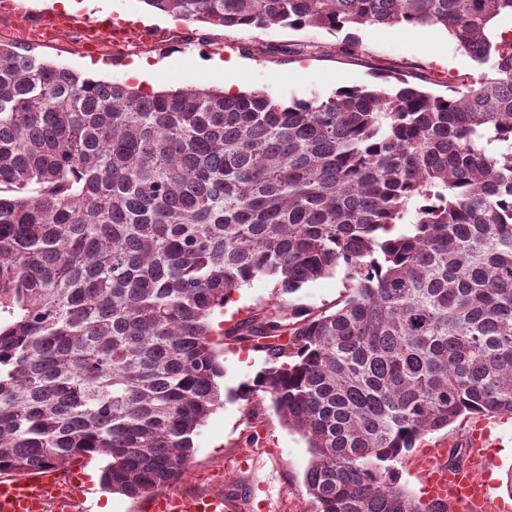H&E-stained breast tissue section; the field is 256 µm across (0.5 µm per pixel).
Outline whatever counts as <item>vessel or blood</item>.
Listing matches in <instances>:
<instances>
[{"mask_svg": "<svg viewBox=\"0 0 512 512\" xmlns=\"http://www.w3.org/2000/svg\"><path fill=\"white\" fill-rule=\"evenodd\" d=\"M430 499L448 504L451 512H482L487 489L474 466L431 462L425 477ZM82 496L74 491V474L32 471L0 477V512H80ZM147 512H237L236 499L221 493H162L146 505Z\"/></svg>", "mask_w": 512, "mask_h": 512, "instance_id": "1", "label": "vessel or blood"}]
</instances>
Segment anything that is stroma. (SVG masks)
<instances>
[{
  "label": "stroma",
  "mask_w": 512,
  "mask_h": 512,
  "mask_svg": "<svg viewBox=\"0 0 512 512\" xmlns=\"http://www.w3.org/2000/svg\"><path fill=\"white\" fill-rule=\"evenodd\" d=\"M116 8L133 16V29L145 33L143 42L128 46L121 54L107 50L87 52L83 47L58 42L35 46L42 60L72 68L82 76L120 81L142 92L176 90L188 86L235 91H263L285 103L324 100L336 91L352 87L391 88L397 79L434 95L448 96L471 84L481 74L470 57L460 51L447 31L439 26L380 28L362 26L350 35L359 49L345 45V32L322 28L292 29L280 25L265 28H224L208 23H189L150 9L143 0H89L77 11V18L100 23L104 11ZM236 60L228 71H202L204 60ZM138 60L156 68L145 81L129 75ZM343 272L306 284L294 294L274 295L268 278L255 279L234 294L239 306L262 307L278 300L282 305H300L311 310L332 306L345 291ZM212 340L224 365L219 384L222 405L214 411L194 439L195 450L176 489L181 493L230 491L238 494L242 512H258L256 505L272 497L281 500L284 512H314L315 503L304 485L311 454L305 439L289 428L274 411L270 399L246 400L239 395L242 385L251 383L265 366L264 354L252 353L241 363L222 335L223 313L213 317ZM255 416L267 434L268 445L253 451L259 466L255 471L224 474V461L238 454V441L246 434L248 416ZM487 424L495 444L486 450L472 446L480 424ZM460 444L463 458L485 452L493 464L483 473L488 486L486 512H497L506 500V476L512 470V414H496L487 419H461L448 428L427 436L419 447L400 460L396 469L401 484L415 497L423 495V466L438 449ZM81 473L95 493L92 508L99 512H142V500L104 489L100 474L102 457L82 460Z\"/></svg>",
  "instance_id": "35a3bbf8"
}]
</instances>
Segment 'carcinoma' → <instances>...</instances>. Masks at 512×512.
<instances>
[{
    "mask_svg": "<svg viewBox=\"0 0 512 512\" xmlns=\"http://www.w3.org/2000/svg\"><path fill=\"white\" fill-rule=\"evenodd\" d=\"M143 2L224 28L440 25L494 76L286 105L0 42V474L97 455L116 493L172 488L222 404L214 311L342 269L332 310L230 314L224 338L270 364L240 397L305 438L316 512H451L393 464L512 413V0ZM273 293L274 288H272L270 280L262 277L255 279L250 286H245L239 291L234 292L233 298L234 300H238L236 308H259L273 302L271 301Z\"/></svg>",
    "mask_w": 512,
    "mask_h": 512,
    "instance_id": "carcinoma-1",
    "label": "carcinoma"
}]
</instances>
